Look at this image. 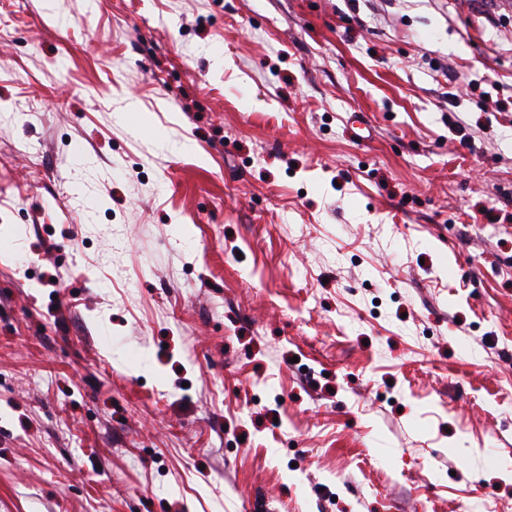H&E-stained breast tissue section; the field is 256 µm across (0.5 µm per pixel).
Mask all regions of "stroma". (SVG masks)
Returning <instances> with one entry per match:
<instances>
[{"label":"stroma","instance_id":"obj_1","mask_svg":"<svg viewBox=\"0 0 512 512\" xmlns=\"http://www.w3.org/2000/svg\"><path fill=\"white\" fill-rule=\"evenodd\" d=\"M505 501L512 0H0V512Z\"/></svg>","mask_w":512,"mask_h":512}]
</instances>
